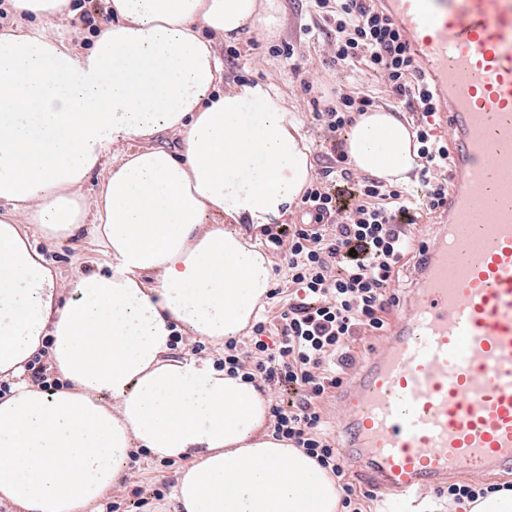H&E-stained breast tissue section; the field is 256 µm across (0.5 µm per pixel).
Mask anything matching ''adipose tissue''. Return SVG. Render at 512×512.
Listing matches in <instances>:
<instances>
[{"label":"adipose tissue","instance_id":"1","mask_svg":"<svg viewBox=\"0 0 512 512\" xmlns=\"http://www.w3.org/2000/svg\"><path fill=\"white\" fill-rule=\"evenodd\" d=\"M84 54L48 30L0 33V500L15 512H96L133 450L190 458L181 512H339L335 477L267 429L270 401L211 362L171 358L175 332L221 344L273 281L243 225L287 214L310 149L274 87L219 91L206 32L271 29L276 0H110ZM171 132L181 149L116 157L95 203L84 183L113 144ZM344 148L406 182L407 125L378 108ZM89 229L109 270L61 283L34 245ZM46 352L61 386L27 380Z\"/></svg>","mask_w":512,"mask_h":512}]
</instances>
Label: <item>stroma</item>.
<instances>
[{"mask_svg":"<svg viewBox=\"0 0 512 512\" xmlns=\"http://www.w3.org/2000/svg\"><path fill=\"white\" fill-rule=\"evenodd\" d=\"M311 21V7L308 0H278V24L273 32L263 30L252 32L242 38L229 41L220 36H212L211 41L216 56L224 68L225 86L244 82L273 85L283 96L289 119L295 121L306 138L312 151L310 162L313 169H320L323 158L316 146L322 130L314 116L311 97H320L335 102L337 92L354 94L368 91L374 98L375 106L397 113L403 122H410L411 115L389 95L380 77L353 72L340 66H323L326 45L324 41L306 36L304 24ZM293 46L298 56L303 57L305 67L300 74L286 73L277 56V48ZM237 50L238 58H230V50ZM312 81V91H305L304 81ZM38 249L57 269L63 282H70L79 273L108 268L112 259L97 246L89 232H82L76 238L57 242L38 240ZM188 460L175 461L172 466H162L158 457L146 455L140 459L139 471L135 477L139 494L127 493L124 487L113 488L112 497L122 498L128 512H176L177 505L172 497L155 500L153 492L164 486H175ZM144 499L143 507H134L135 499Z\"/></svg>","mask_w":512,"mask_h":512,"instance_id":"35a3bbf8","label":"stroma"}]
</instances>
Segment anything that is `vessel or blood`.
Segmentation results:
<instances>
[{
	"instance_id": "vessel-or-blood-1",
	"label": "vessel or blood",
	"mask_w": 512,
	"mask_h": 512,
	"mask_svg": "<svg viewBox=\"0 0 512 512\" xmlns=\"http://www.w3.org/2000/svg\"><path fill=\"white\" fill-rule=\"evenodd\" d=\"M441 102L448 205L390 340L343 396L340 451L407 512L512 470V0H380Z\"/></svg>"
}]
</instances>
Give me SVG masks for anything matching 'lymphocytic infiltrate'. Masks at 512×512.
<instances>
[{"mask_svg":"<svg viewBox=\"0 0 512 512\" xmlns=\"http://www.w3.org/2000/svg\"><path fill=\"white\" fill-rule=\"evenodd\" d=\"M312 2L325 23L327 63L365 66L384 77L408 111H438L418 61L373 0ZM373 103L364 90L340 93L335 105L317 113L325 131L320 149L328 162L301 197L307 220L261 227L268 247L286 263V287L269 294L277 311L256 320L248 342L226 341L220 360L230 375H243L271 395L285 387L298 393L295 404L272 405L271 433L335 476L345 512H362V496L327 433L321 405L341 386L356 338L385 329L387 314L398 303L386 289L416 252L419 218L440 209L448 198V147L418 122L413 132L421 195L357 176L341 133Z\"/></svg>","mask_w":512,"mask_h":512,"instance_id":"obj_1","label":"lymphocytic infiltrate"}]
</instances>
